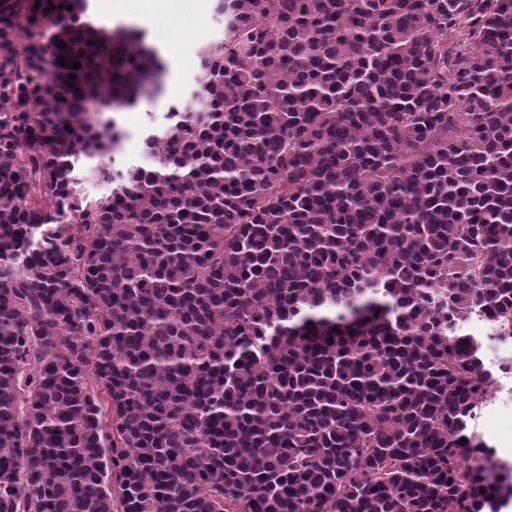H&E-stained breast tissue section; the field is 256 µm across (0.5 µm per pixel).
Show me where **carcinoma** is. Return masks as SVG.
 <instances>
[{
    "label": "carcinoma",
    "instance_id": "cac0c4a2",
    "mask_svg": "<svg viewBox=\"0 0 512 512\" xmlns=\"http://www.w3.org/2000/svg\"><path fill=\"white\" fill-rule=\"evenodd\" d=\"M35 2L0 0V512L507 507L465 327L512 339V0H219L117 170L165 65Z\"/></svg>",
    "mask_w": 512,
    "mask_h": 512
}]
</instances>
